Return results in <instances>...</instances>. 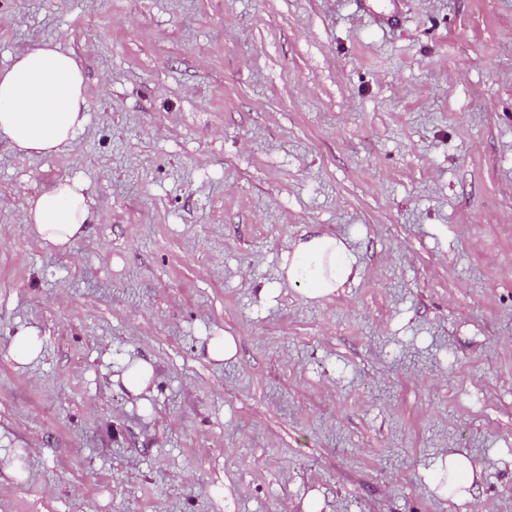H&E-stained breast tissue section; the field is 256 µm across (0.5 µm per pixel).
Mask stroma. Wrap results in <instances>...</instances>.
Returning a JSON list of instances; mask_svg holds the SVG:
<instances>
[{"label": "stroma", "mask_w": 512, "mask_h": 512, "mask_svg": "<svg viewBox=\"0 0 512 512\" xmlns=\"http://www.w3.org/2000/svg\"><path fill=\"white\" fill-rule=\"evenodd\" d=\"M48 41L88 123L0 138V512H512V0H0V70ZM65 179L94 205L60 252L27 200ZM312 226L359 274L311 304ZM452 448L463 507L426 476ZM42 347V339L35 328L19 327L10 340L8 353L15 363L25 366L41 356ZM238 339L235 336H211L206 342V353L209 359L217 362L230 360L237 354ZM154 376V367L151 361L135 359L125 370L115 377L121 381L123 387L133 396L141 395L150 384ZM482 467L466 453L442 454L435 467V485L441 494L457 500H471L482 481Z\"/></svg>", "instance_id": "obj_1"}]
</instances>
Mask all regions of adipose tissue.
Wrapping results in <instances>:
<instances>
[{
	"mask_svg": "<svg viewBox=\"0 0 512 512\" xmlns=\"http://www.w3.org/2000/svg\"><path fill=\"white\" fill-rule=\"evenodd\" d=\"M82 66L73 52L46 42L16 54L0 70V136L14 151L48 155L74 139L87 124ZM92 201L81 184L60 180L28 200L31 236L42 246L63 249L82 238ZM282 277L301 287L306 300L321 301L356 276L355 258L344 240L309 229L286 254ZM482 467L464 453L440 455L435 484L453 500L471 499Z\"/></svg>",
	"mask_w": 512,
	"mask_h": 512,
	"instance_id": "obj_1",
	"label": "adipose tissue"
}]
</instances>
